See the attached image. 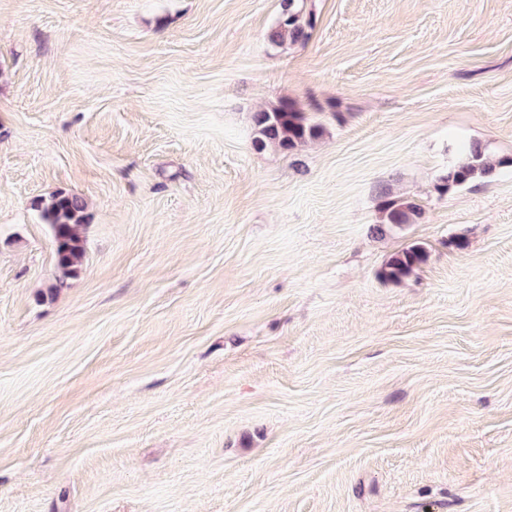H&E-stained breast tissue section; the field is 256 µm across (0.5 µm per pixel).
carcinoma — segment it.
Returning a JSON list of instances; mask_svg holds the SVG:
<instances>
[{
  "instance_id": "1",
  "label": "carcinoma",
  "mask_w": 512,
  "mask_h": 512,
  "mask_svg": "<svg viewBox=\"0 0 512 512\" xmlns=\"http://www.w3.org/2000/svg\"><path fill=\"white\" fill-rule=\"evenodd\" d=\"M314 17L304 9V0H281L280 14L268 34L275 46L294 45L309 38ZM254 146L258 149L274 148L282 153L293 154L305 144L318 139L325 131L322 123L312 119L294 103L281 101L269 108L252 114ZM506 164L504 159H494L486 147L473 142L467 147L464 160L448 167L436 184V190L446 194L477 181H487L497 168ZM86 203L74 193L53 195L43 209V216L53 231L57 268L62 276L55 288H60L64 279L77 271L84 255L83 235ZM379 224L376 233L383 235L408 224H418L424 216L422 205L409 195H395L384 188L379 192ZM427 260L426 250L411 245L388 258L380 277L386 281H400L418 270Z\"/></svg>"
}]
</instances>
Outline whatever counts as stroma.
Wrapping results in <instances>:
<instances>
[{"mask_svg": "<svg viewBox=\"0 0 512 512\" xmlns=\"http://www.w3.org/2000/svg\"><path fill=\"white\" fill-rule=\"evenodd\" d=\"M306 5L0 0V512H512V0ZM280 8L268 40L278 47L305 42L309 38V30L313 28L314 17L312 13H306L304 0H281ZM254 146L274 148L294 154L305 144L318 139L325 131L322 123L312 119L294 103L281 101L252 114ZM509 159H494L480 142H473L467 147L464 160L448 167L436 184L440 194H446L457 188L477 181H488L496 169L505 165ZM379 224L374 230L383 235L393 229H401L408 224H418L424 216L422 205L409 195H394L388 188L379 192ZM85 210L82 197L63 192L53 195L43 209V216L53 231L57 268L64 279L77 271L84 255ZM426 260V250L419 245H411L390 256L379 275L386 281L397 282L418 270Z\"/></svg>", "mask_w": 512, "mask_h": 512, "instance_id": "obj_1", "label": "stroma"}]
</instances>
